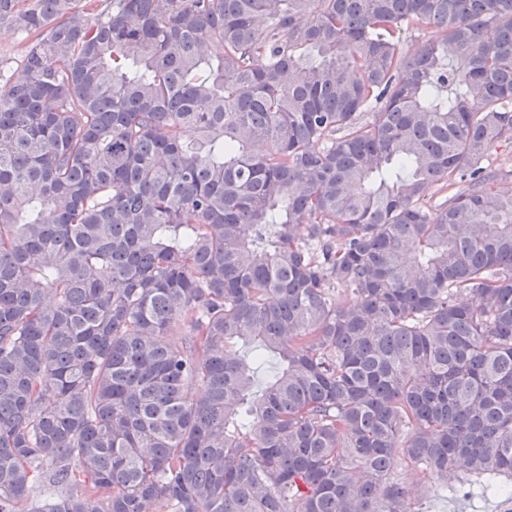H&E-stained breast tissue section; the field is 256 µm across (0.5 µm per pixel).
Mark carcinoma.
<instances>
[{
	"label": "carcinoma",
	"mask_w": 512,
	"mask_h": 512,
	"mask_svg": "<svg viewBox=\"0 0 512 512\" xmlns=\"http://www.w3.org/2000/svg\"><path fill=\"white\" fill-rule=\"evenodd\" d=\"M5 24L0 512H414L400 460L512 500V0ZM22 39V35L19 31H17L13 27L3 26L0 28V56H4V54H11L10 59L8 60L9 65L16 67L17 63H19V59L17 53L20 52V41ZM482 165L492 169L512 172V140L501 142L489 149ZM469 190V179H460L459 177H457L455 183L452 186L448 187V189L439 191L438 186H434L429 196L425 198L427 202L425 207L430 210H433L441 203L445 202L446 200H449L451 197L463 193H468Z\"/></svg>",
	"instance_id": "obj_1"
}]
</instances>
